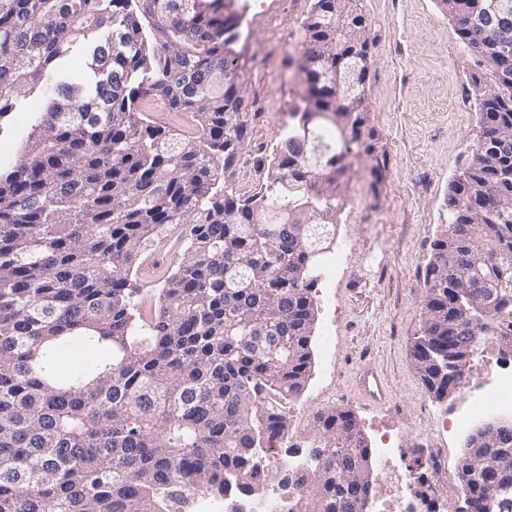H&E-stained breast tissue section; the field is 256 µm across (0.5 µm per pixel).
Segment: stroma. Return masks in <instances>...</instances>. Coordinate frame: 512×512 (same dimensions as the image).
Segmentation results:
<instances>
[{
	"instance_id": "obj_1",
	"label": "stroma",
	"mask_w": 512,
	"mask_h": 512,
	"mask_svg": "<svg viewBox=\"0 0 512 512\" xmlns=\"http://www.w3.org/2000/svg\"><path fill=\"white\" fill-rule=\"evenodd\" d=\"M311 0H248L239 20L238 50L247 66L242 82L250 101L267 98L276 111L252 120L236 173L241 191L254 186L256 159L270 154L293 106L300 80L293 60ZM369 22L371 67L365 127L373 149L350 148L348 192L337 215L327 258H339L334 303L315 285L312 375L289 413L293 441L304 444L313 415L339 407L356 418L371 448L396 433L398 466L417 469L427 449H444L458 464L468 431L452 422L466 394L434 398L423 385L412 346L423 323V276L431 244L448 224V185L481 135L478 77L485 71L459 41L438 0H359ZM40 96L13 112L0 141V170L16 162ZM375 360L391 391L386 406L370 407L353 388L356 366Z\"/></svg>"
}]
</instances>
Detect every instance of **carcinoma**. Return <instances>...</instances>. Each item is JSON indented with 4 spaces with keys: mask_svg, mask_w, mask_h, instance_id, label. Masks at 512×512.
Listing matches in <instances>:
<instances>
[{
    "mask_svg": "<svg viewBox=\"0 0 512 512\" xmlns=\"http://www.w3.org/2000/svg\"><path fill=\"white\" fill-rule=\"evenodd\" d=\"M486 64L482 135L448 187V229L424 276L417 372L448 387V345L512 348V67L490 61L497 35L469 0H439ZM245 0H0V127L35 93L45 106L12 170L0 174V512H175L197 492L224 501L273 485L304 493L301 512H362L372 448L352 413L313 417L310 465L278 471L286 404L312 368L311 290L344 205V159L366 151L367 22L358 0H311L298 36L304 108L233 181L249 135L236 77ZM356 92L319 70L352 66ZM336 133L325 143L319 132ZM170 224L157 302L143 308L141 253ZM480 263L492 288L458 298L456 270ZM465 501L512 490V465L470 474ZM23 468L18 481L13 472Z\"/></svg>",
    "mask_w": 512,
    "mask_h": 512,
    "instance_id": "obj_1",
    "label": "carcinoma"
}]
</instances>
